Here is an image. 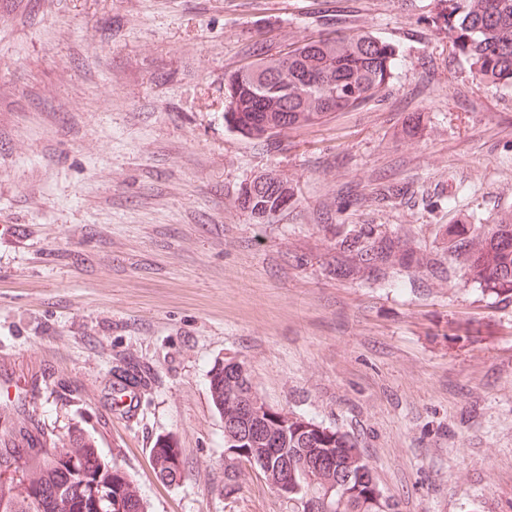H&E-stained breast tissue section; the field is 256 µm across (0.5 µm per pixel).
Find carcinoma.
<instances>
[{
    "instance_id": "obj_1",
    "label": "carcinoma",
    "mask_w": 512,
    "mask_h": 512,
    "mask_svg": "<svg viewBox=\"0 0 512 512\" xmlns=\"http://www.w3.org/2000/svg\"><path fill=\"white\" fill-rule=\"evenodd\" d=\"M433 23L448 32L454 51L470 63L473 77L491 86L512 87V0H439ZM394 46L368 31L304 40L284 54L261 44L253 60L224 79V122L255 138L271 139L289 130L354 109L388 84ZM253 197L239 192L236 203L257 219L286 208L293 188L275 173L258 176ZM440 251L462 277L498 297L512 300V211L491 224H450L441 233ZM336 274L351 280L388 282L406 271L436 273L437 255L417 251L408 239L374 226L336 232ZM212 404L224 418V485L240 488L242 463L233 451L255 448L264 458L255 465L270 488L288 477L303 512H394L372 468L354 439L302 414L276 409L256 390L245 364L216 362L209 371ZM61 461L42 448H0L5 460L25 454L9 482H0V512H148L130 475L105 460L94 440L75 433L62 448ZM161 480L184 478L180 449L160 438L151 449Z\"/></svg>"
}]
</instances>
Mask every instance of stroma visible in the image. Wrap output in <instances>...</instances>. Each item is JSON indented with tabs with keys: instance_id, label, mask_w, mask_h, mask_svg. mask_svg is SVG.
I'll return each instance as SVG.
<instances>
[{
	"instance_id": "stroma-1",
	"label": "stroma",
	"mask_w": 512,
	"mask_h": 512,
	"mask_svg": "<svg viewBox=\"0 0 512 512\" xmlns=\"http://www.w3.org/2000/svg\"><path fill=\"white\" fill-rule=\"evenodd\" d=\"M437 0H0V448L81 432L150 512H302L225 494L208 374L354 436L398 512H512V301L443 276L332 273L334 227L431 248L512 209V89L475 80ZM372 32L392 82L270 141L224 124L256 44ZM296 197L259 220L255 175ZM143 372L120 386L124 371ZM182 450L167 485L151 450Z\"/></svg>"
}]
</instances>
